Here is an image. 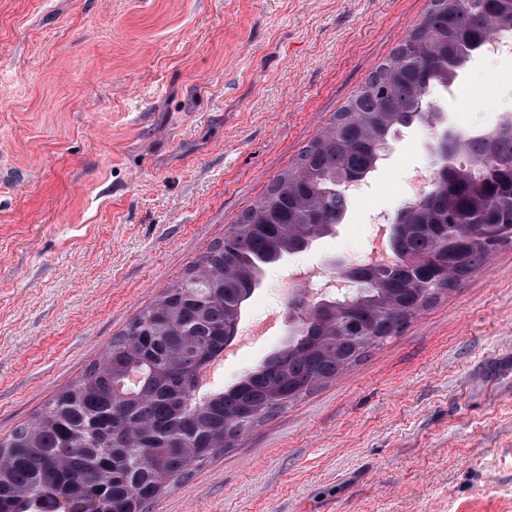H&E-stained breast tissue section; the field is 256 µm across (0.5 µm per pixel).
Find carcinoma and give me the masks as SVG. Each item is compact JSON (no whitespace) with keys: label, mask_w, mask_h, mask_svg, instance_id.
Here are the masks:
<instances>
[{"label":"carcinoma","mask_w":512,"mask_h":512,"mask_svg":"<svg viewBox=\"0 0 512 512\" xmlns=\"http://www.w3.org/2000/svg\"><path fill=\"white\" fill-rule=\"evenodd\" d=\"M512 28V0H431L268 192L98 360L4 439L0 512H144L274 409L331 381L397 334L512 230V118L459 143L417 208L398 212L397 262L354 270L362 287L298 317L288 343L236 383L202 393L198 369L235 335L265 267L306 250L348 212L349 184L377 167L397 129L437 119L429 100Z\"/></svg>","instance_id":"obj_1"}]
</instances>
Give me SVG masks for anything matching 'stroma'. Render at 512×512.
Segmentation results:
<instances>
[{
  "mask_svg": "<svg viewBox=\"0 0 512 512\" xmlns=\"http://www.w3.org/2000/svg\"><path fill=\"white\" fill-rule=\"evenodd\" d=\"M430 0H0V438L223 238ZM398 129L346 218L265 268L212 388L281 347L289 270L332 273L404 175L512 114L475 57ZM149 512H512V244L329 383L284 403Z\"/></svg>",
  "mask_w": 512,
  "mask_h": 512,
  "instance_id": "1",
  "label": "stroma"
}]
</instances>
